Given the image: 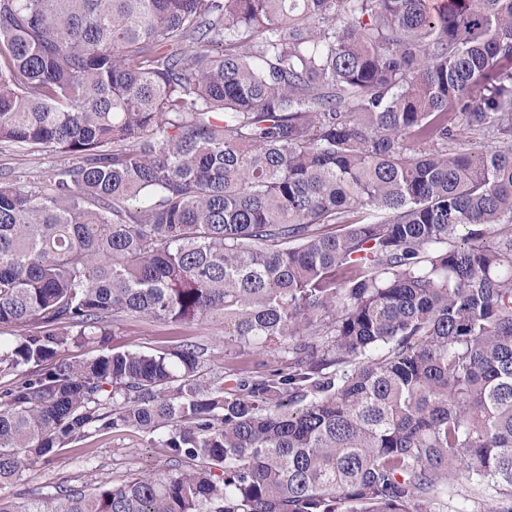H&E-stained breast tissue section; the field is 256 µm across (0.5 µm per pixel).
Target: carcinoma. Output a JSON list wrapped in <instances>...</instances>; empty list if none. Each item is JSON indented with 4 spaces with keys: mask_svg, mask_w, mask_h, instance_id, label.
Listing matches in <instances>:
<instances>
[{
    "mask_svg": "<svg viewBox=\"0 0 512 512\" xmlns=\"http://www.w3.org/2000/svg\"><path fill=\"white\" fill-rule=\"evenodd\" d=\"M459 119L512 143V0H0V143L82 160L0 178V512H512V148ZM120 427L176 469L4 493ZM456 140L452 143V148L457 150H466L469 149L472 145L471 143H474L475 141H482L479 139L480 136L474 134L472 131L469 130L468 127L465 125L459 123L457 130H456ZM482 145L485 144V146H489V148L493 149H507L512 145V143H499L495 140H492L490 138H485L484 141H482ZM115 322L110 348L115 351L141 350L155 352L179 343L202 344L211 351L210 368L224 375V385L233 386L250 372L266 373L279 367L277 355H257L224 351V324L207 320L193 324H174L161 321H143L120 318Z\"/></svg>",
    "mask_w": 512,
    "mask_h": 512,
    "instance_id": "obj_1",
    "label": "carcinoma"
}]
</instances>
